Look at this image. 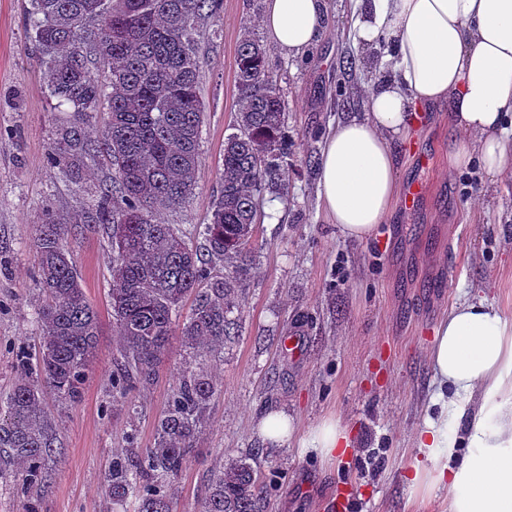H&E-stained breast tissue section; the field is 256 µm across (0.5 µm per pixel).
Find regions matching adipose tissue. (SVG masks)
<instances>
[{
	"instance_id": "ef3b65f1",
	"label": "adipose tissue",
	"mask_w": 512,
	"mask_h": 512,
	"mask_svg": "<svg viewBox=\"0 0 512 512\" xmlns=\"http://www.w3.org/2000/svg\"><path fill=\"white\" fill-rule=\"evenodd\" d=\"M326 21L325 0H266L262 15L270 41L294 55L317 43ZM352 36L363 49L382 36L388 47L366 112L337 123L321 152L319 202L346 238L369 240L390 214L398 146L420 108L447 103L452 166L479 162L491 182L512 173V0H356ZM428 356L441 410L416 434L426 465L414 467L412 486L446 490L448 512H512V316L486 299L454 304ZM463 418L470 452L459 458L453 426ZM257 430L328 461L350 446L336 419L301 436L294 417L270 411Z\"/></svg>"
}]
</instances>
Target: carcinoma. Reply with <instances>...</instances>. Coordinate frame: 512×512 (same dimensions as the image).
I'll return each mask as SVG.
<instances>
[{
	"instance_id": "cac0c4a2",
	"label": "carcinoma",
	"mask_w": 512,
	"mask_h": 512,
	"mask_svg": "<svg viewBox=\"0 0 512 512\" xmlns=\"http://www.w3.org/2000/svg\"><path fill=\"white\" fill-rule=\"evenodd\" d=\"M29 2L31 34L51 95L76 112H109L96 140L78 125L59 128L48 161L76 179L82 157L92 151L112 165V180L89 222L112 231V319L123 342L112 396L126 398L150 380L175 331L185 344L208 353L239 335L260 203L267 193L284 192L281 172L295 152L286 135V104L269 76L266 47L244 33L236 57L237 132L224 141L220 190L211 223L200 231L202 253L181 229L159 222L155 209L181 204L198 185L204 107L195 32L201 19L218 14L221 0ZM64 234L65 223L53 216L37 225L45 295L37 312L38 356L17 352L25 379L0 406V477L14 474L26 489L42 483L44 462L57 447L44 392L71 402L79 398L99 332L97 311L63 248ZM218 265L220 275L213 273ZM189 294L194 308L178 328ZM213 394L203 372L182 375L156 424L153 447L137 458L112 457L105 481L112 501L133 494L139 512H171L174 479ZM263 490L253 466L235 460L213 474L205 512H259Z\"/></svg>"
}]
</instances>
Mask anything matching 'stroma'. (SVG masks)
Wrapping results in <instances>:
<instances>
[{"label":"stroma","mask_w":512,"mask_h":512,"mask_svg":"<svg viewBox=\"0 0 512 512\" xmlns=\"http://www.w3.org/2000/svg\"><path fill=\"white\" fill-rule=\"evenodd\" d=\"M264 8L265 0H223L218 16L199 24V183L184 204L161 212L197 248L219 187L224 141L234 131L244 32L266 43L288 104V137L297 143L311 134L322 147L336 123L362 111L364 98L338 101L337 86L362 89L381 75L349 35L353 0H327L326 33L300 56L268 42ZM37 56L24 0H0V397L19 379L15 351L37 345L36 225L49 212L94 210L112 174L98 153L84 157L78 182L48 162L60 126L74 123L97 136L108 115L78 114L52 97ZM450 141L447 106L421 112L400 146L398 167L401 187L423 185L419 205L410 210L396 200L365 242L344 239L329 222L317 198V167L297 152L287 194L265 198L261 207L238 336L204 357L171 336L153 381L131 404L112 395L121 345L112 332L109 233L98 224L69 225L63 245L98 311L100 336L80 400L46 395L59 451L45 462L44 486L25 493L0 480V512H135V499L116 505L106 492L112 455L126 450L130 433L140 448L152 447L155 423L186 370L207 374L214 395L175 482L172 512H203L213 473L244 457L270 483L263 512H328L344 493L346 512H448L447 492L406 481L419 456L415 432L439 411L428 359L434 328L452 304L478 297L512 313V180L491 186L479 164L450 167ZM292 332L302 340L293 357L284 349ZM273 410L292 415L302 435L340 419L353 446L332 461L271 446L256 423Z\"/></svg>","instance_id":"1"}]
</instances>
